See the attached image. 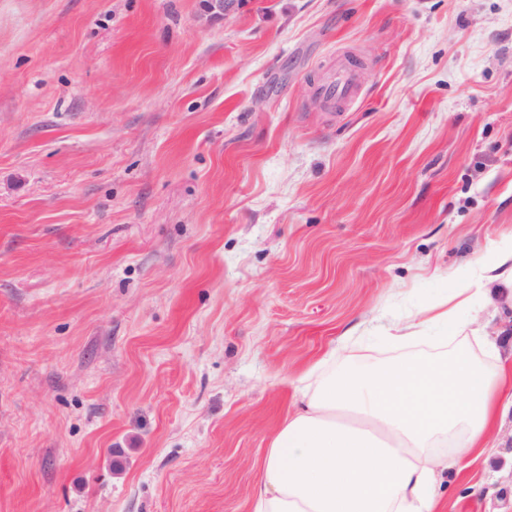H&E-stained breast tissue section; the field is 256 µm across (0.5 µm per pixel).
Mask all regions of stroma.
I'll return each instance as SVG.
<instances>
[{"instance_id": "obj_1", "label": "stroma", "mask_w": 512, "mask_h": 512, "mask_svg": "<svg viewBox=\"0 0 512 512\" xmlns=\"http://www.w3.org/2000/svg\"><path fill=\"white\" fill-rule=\"evenodd\" d=\"M509 237L512 0H0V512H252L299 377ZM490 443L441 512H512ZM242 0H199L201 15L210 20L223 19L233 13ZM358 78L355 70L344 66L329 79L316 86L319 97L329 102H343L357 94Z\"/></svg>"}]
</instances>
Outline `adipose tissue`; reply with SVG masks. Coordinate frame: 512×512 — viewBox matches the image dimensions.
<instances>
[{
    "label": "adipose tissue",
    "instance_id": "1",
    "mask_svg": "<svg viewBox=\"0 0 512 512\" xmlns=\"http://www.w3.org/2000/svg\"><path fill=\"white\" fill-rule=\"evenodd\" d=\"M512 292V243L481 263L472 287L424 311L455 327L460 308ZM464 344L437 357L308 370L300 406L273 438L253 490V512H437L448 472L459 469L512 410V370L489 366Z\"/></svg>",
    "mask_w": 512,
    "mask_h": 512
}]
</instances>
